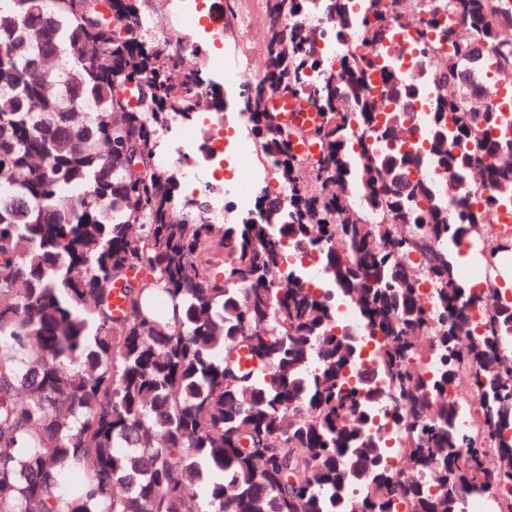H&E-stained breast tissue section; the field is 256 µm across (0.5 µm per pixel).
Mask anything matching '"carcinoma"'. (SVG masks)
Wrapping results in <instances>:
<instances>
[{
	"mask_svg": "<svg viewBox=\"0 0 512 512\" xmlns=\"http://www.w3.org/2000/svg\"><path fill=\"white\" fill-rule=\"evenodd\" d=\"M313 2L266 0L242 110L288 196L208 224L157 154L205 101L203 56L143 39L142 0L108 21L98 0H0V512H465L512 482V301L457 265L477 246L495 280L512 251L492 229L512 204L501 86L460 72L477 41L512 79V0H320L336 40L372 49L335 61ZM411 15L438 56L416 80L388 54ZM282 94L321 122L284 124Z\"/></svg>",
	"mask_w": 512,
	"mask_h": 512,
	"instance_id": "obj_1",
	"label": "carcinoma"
}]
</instances>
